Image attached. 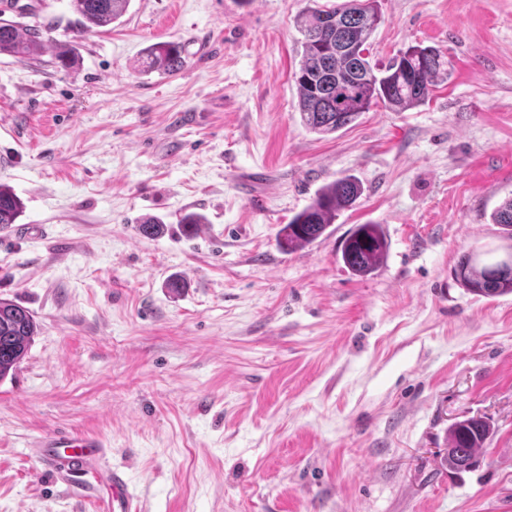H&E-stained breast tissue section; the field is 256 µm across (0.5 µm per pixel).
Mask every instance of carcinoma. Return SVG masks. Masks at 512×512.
<instances>
[{
	"label": "carcinoma",
	"instance_id": "cac0c4a2",
	"mask_svg": "<svg viewBox=\"0 0 512 512\" xmlns=\"http://www.w3.org/2000/svg\"><path fill=\"white\" fill-rule=\"evenodd\" d=\"M79 32L107 27L124 15L130 0H69ZM384 21L378 0H342L304 9L297 19L302 36L301 59L295 79L298 110L305 127L328 135L355 122L372 104L382 102L394 112L426 103L434 88L448 81V58L441 50L410 46L387 65L372 60L373 33ZM55 48L54 64L68 69L77 62L69 42L48 45L36 28L0 19V54L31 59ZM186 65L184 47L163 41L148 46L142 67L146 71L176 74ZM363 194L358 180L344 176L320 188L314 198L279 230L277 245L292 252L325 234L343 210L355 206ZM23 212L21 199L0 185V229L16 223ZM512 241V196L504 198L490 215ZM140 235L155 238L165 225L154 217L138 224ZM388 242L378 224H359L342 241L340 259L354 275L364 277L384 262ZM456 281L468 292L494 299L512 294V266L485 263L473 252L462 255L454 267ZM37 324L26 308L0 299V381L26 356ZM490 436L489 425L476 418L455 422L448 430V448L441 465L450 472L471 469Z\"/></svg>",
	"mask_w": 512,
	"mask_h": 512
}]
</instances>
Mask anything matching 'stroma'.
Segmentation results:
<instances>
[{
    "instance_id": "1",
    "label": "stroma",
    "mask_w": 512,
    "mask_h": 512,
    "mask_svg": "<svg viewBox=\"0 0 512 512\" xmlns=\"http://www.w3.org/2000/svg\"><path fill=\"white\" fill-rule=\"evenodd\" d=\"M9 2L0 17L80 62L0 55V184L23 202L0 298L38 328L0 381V512H100L33 456L53 431L106 442L143 512H512V295L453 276L507 245L490 213L512 195V0H379L375 60L433 46L449 78L330 135L297 109L306 0H130L85 34L68 0ZM160 41L183 70L138 68ZM344 175L356 206L280 251ZM145 215L164 234L141 236ZM367 223L389 250L358 277L338 249ZM471 417L493 434L448 472V429ZM363 194L358 180L344 176L320 188L314 198L279 230L277 245L284 252L312 244L325 234L336 216L353 208Z\"/></svg>"
}]
</instances>
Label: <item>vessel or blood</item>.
Returning <instances> with one entry per match:
<instances>
[{"label":"vessel or blood","instance_id":"1","mask_svg":"<svg viewBox=\"0 0 512 512\" xmlns=\"http://www.w3.org/2000/svg\"><path fill=\"white\" fill-rule=\"evenodd\" d=\"M35 454L42 465L60 479L83 486L106 487L108 512H139L126 473L105 463L106 445L95 436L69 432L50 433L39 439Z\"/></svg>","mask_w":512,"mask_h":512}]
</instances>
